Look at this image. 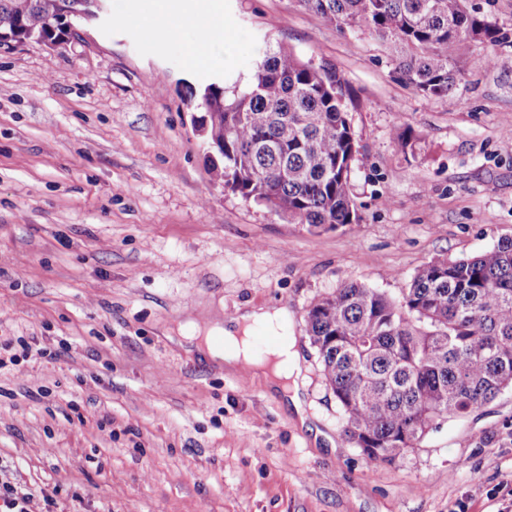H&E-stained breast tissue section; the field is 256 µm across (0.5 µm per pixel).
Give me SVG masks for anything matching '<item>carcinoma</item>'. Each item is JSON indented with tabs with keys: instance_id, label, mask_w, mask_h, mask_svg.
Wrapping results in <instances>:
<instances>
[{
	"instance_id": "cac0c4a2",
	"label": "carcinoma",
	"mask_w": 512,
	"mask_h": 512,
	"mask_svg": "<svg viewBox=\"0 0 512 512\" xmlns=\"http://www.w3.org/2000/svg\"><path fill=\"white\" fill-rule=\"evenodd\" d=\"M299 2L389 44L400 82L450 102L463 48L508 42L469 0ZM94 10V0H0V38L61 44ZM189 100L224 188L313 228L359 221L350 174L360 150L336 72L268 48L248 72L192 88ZM305 330L346 440L369 466L391 463L444 420L512 389V237L431 260L398 298L348 284L308 309Z\"/></svg>"
}]
</instances>
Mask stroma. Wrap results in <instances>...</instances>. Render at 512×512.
<instances>
[{
  "mask_svg": "<svg viewBox=\"0 0 512 512\" xmlns=\"http://www.w3.org/2000/svg\"><path fill=\"white\" fill-rule=\"evenodd\" d=\"M49 48L0 46V479L59 512H499L512 389L370 467L344 436L305 316L360 283L397 297L441 257L512 237V42L470 45L456 103L398 81L387 46L299 0H223L224 62L146 38L133 0ZM286 46L348 91L358 223L314 229L225 189L187 90ZM409 134L408 146L397 140ZM288 307L313 441L264 379L177 334Z\"/></svg>",
  "mask_w": 512,
  "mask_h": 512,
  "instance_id": "1",
  "label": "stroma"
}]
</instances>
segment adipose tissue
I'll return each instance as SVG.
<instances>
[{"label":"adipose tissue","instance_id":"ef3b65f1","mask_svg":"<svg viewBox=\"0 0 512 512\" xmlns=\"http://www.w3.org/2000/svg\"><path fill=\"white\" fill-rule=\"evenodd\" d=\"M222 11L220 0H183L171 6L169 0H154L140 27L149 37H174L183 23H194L200 30L199 39L188 49L193 65L210 66L221 59L224 32L219 26ZM267 328L276 336V343L265 356L252 353V330ZM291 314L287 307H258L239 313L221 326L208 329L206 335L189 336L191 345L225 366L252 374L263 375L270 388L291 401L297 415L305 410L299 397L300 374L295 369L294 338L290 334Z\"/></svg>","mask_w":512,"mask_h":512}]
</instances>
